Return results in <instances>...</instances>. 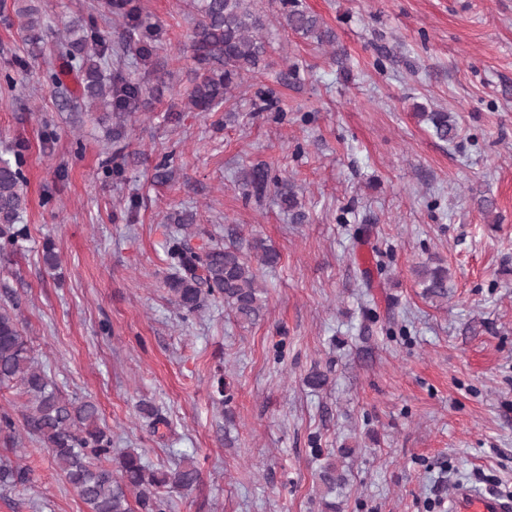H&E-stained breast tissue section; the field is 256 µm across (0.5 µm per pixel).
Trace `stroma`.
Segmentation results:
<instances>
[{"mask_svg": "<svg viewBox=\"0 0 512 512\" xmlns=\"http://www.w3.org/2000/svg\"><path fill=\"white\" fill-rule=\"evenodd\" d=\"M15 2L0 0V152L23 156L29 236L0 256V304L17 303L61 393L97 404L115 451L195 457L200 486L175 512H321L317 456L344 447L343 512H451L462 484L512 498V0H302L332 46L285 30L277 0H261L268 66L226 110L189 108L186 59L118 142L47 83ZM31 2L50 45L92 0ZM133 3L95 26L109 44L147 35L151 57L120 67L137 83L185 50L191 14L185 0ZM416 103L452 113L457 142L435 138ZM252 166L295 183L307 223L242 190ZM184 210L195 244L258 238L279 253L260 271L255 324L220 300L187 317L170 302ZM431 259L451 274L443 303L412 274ZM315 367L330 371L318 391L304 384ZM23 403L0 391L18 425L0 432V459L33 469L0 491V512H85L21 430ZM147 404L168 426L150 429Z\"/></svg>", "mask_w": 512, "mask_h": 512, "instance_id": "35a3bbf8", "label": "stroma"}]
</instances>
